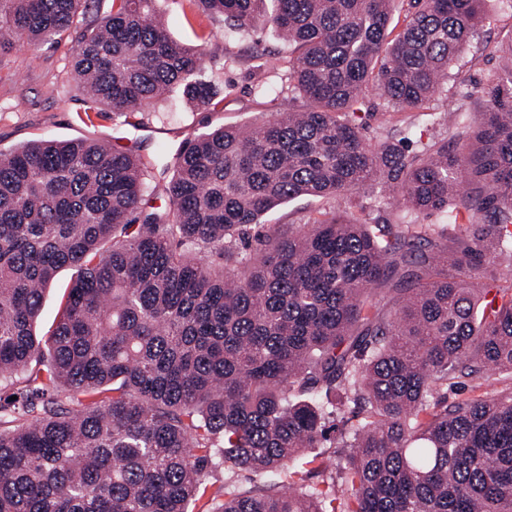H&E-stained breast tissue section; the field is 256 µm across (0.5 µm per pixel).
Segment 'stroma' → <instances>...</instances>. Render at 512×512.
<instances>
[{"instance_id":"stroma-1","label":"stroma","mask_w":512,"mask_h":512,"mask_svg":"<svg viewBox=\"0 0 512 512\" xmlns=\"http://www.w3.org/2000/svg\"><path fill=\"white\" fill-rule=\"evenodd\" d=\"M169 35L188 47L202 50V78L216 96L210 107L189 102L182 89L172 88L156 107L120 121L112 113L92 107L76 82L70 65L76 33L35 49L20 48L0 54V150L22 147L40 140L103 138L117 148L129 149L153 161L158 142L177 149L188 138L218 126L245 128L272 118L274 113L302 106L289 73L291 51L268 25L241 32L223 18L203 13L190 0H160ZM207 40H199V33ZM512 43V9L500 0H487L486 19L471 41L449 82L443 84L423 109L394 110L376 96H368L364 120L369 142L398 141L401 131L430 141L446 137L445 129L427 123L429 112L451 108L475 113L485 105L482 88L495 69L501 49ZM276 57V70L265 67ZM267 92H260L258 82ZM389 192L367 189L350 193L346 202L303 196L284 203L264 216L265 224H310L322 214L345 205L354 215L391 209ZM72 269H61L47 288L37 332L49 337L61 315L72 284ZM512 392V373L493 370L473 386L449 387L447 398L455 403L467 398H491Z\"/></svg>"}]
</instances>
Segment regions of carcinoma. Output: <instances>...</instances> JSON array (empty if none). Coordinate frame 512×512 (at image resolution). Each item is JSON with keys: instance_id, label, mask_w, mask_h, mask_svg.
Listing matches in <instances>:
<instances>
[{"instance_id": "obj_1", "label": "carcinoma", "mask_w": 512, "mask_h": 512, "mask_svg": "<svg viewBox=\"0 0 512 512\" xmlns=\"http://www.w3.org/2000/svg\"><path fill=\"white\" fill-rule=\"evenodd\" d=\"M98 0H0V53L53 43ZM79 33L72 71L126 118L180 86L201 107L199 51L157 0H111ZM292 47L302 112L221 126L171 157L167 209L149 163L99 139L0 150V512H187L209 470L213 512H512V392L448 404V385L512 371V43L474 119L410 150L366 141L375 93L420 109L448 80L485 0H196ZM473 199L454 205L462 185ZM393 184L404 205L466 225L326 213L261 225L275 206ZM508 263L505 284L480 270ZM75 277L46 340L44 292ZM387 290L391 307L377 308ZM353 404L363 424L330 436ZM306 471L296 464L311 448ZM346 448L344 462L336 449ZM298 476L288 492L275 477ZM411 215L415 220V224H434L451 236H463L466 234L464 232L463 226L459 227L458 224H453L446 213H434L431 215L412 213Z\"/></svg>"}]
</instances>
